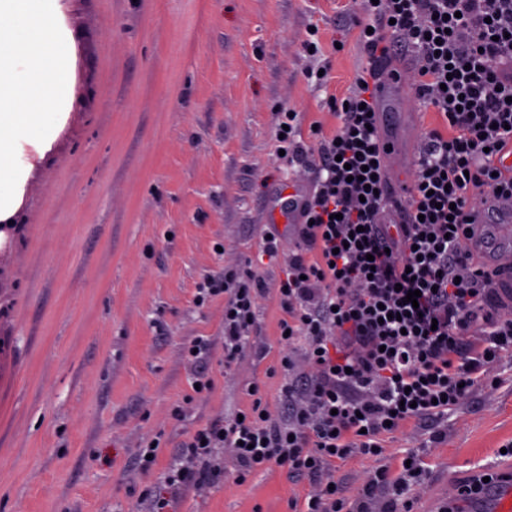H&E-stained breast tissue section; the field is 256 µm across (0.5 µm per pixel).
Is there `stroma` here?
I'll use <instances>...</instances> for the list:
<instances>
[{
  "mask_svg": "<svg viewBox=\"0 0 512 512\" xmlns=\"http://www.w3.org/2000/svg\"><path fill=\"white\" fill-rule=\"evenodd\" d=\"M71 99L51 142L23 140L26 179L0 239V512H152L180 446L199 426L248 408L259 384L279 417L274 295L261 300L253 349L224 364L223 297L199 304L218 247L257 259L270 230L297 241L284 202L293 168L274 159L279 112L299 138L338 120L364 62L361 0H62ZM318 27L332 66L308 81L303 43ZM385 130L417 154L436 114L407 100L379 107ZM203 337L201 365L182 349ZM212 380L194 395L197 372ZM495 386L476 387L437 437L410 422L381 455L337 463L346 479L414 456L425 492L413 512H440L448 490L498 462L512 470V356ZM185 415L172 409L187 397ZM160 436L153 464L142 438ZM232 457L206 496L182 491L169 512H291L305 480L270 469L238 481Z\"/></svg>",
  "mask_w": 512,
  "mask_h": 512,
  "instance_id": "35a3bbf8",
  "label": "stroma"
}]
</instances>
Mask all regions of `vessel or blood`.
Returning <instances> with one entry per match:
<instances>
[{
	"label": "vessel or blood",
	"instance_id": "obj_1",
	"mask_svg": "<svg viewBox=\"0 0 512 512\" xmlns=\"http://www.w3.org/2000/svg\"><path fill=\"white\" fill-rule=\"evenodd\" d=\"M469 245L484 256L499 299L512 306V196L493 194L487 198ZM481 473L486 481L479 493L466 501L467 512H512V473L493 464L483 467Z\"/></svg>",
	"mask_w": 512,
	"mask_h": 512
}]
</instances>
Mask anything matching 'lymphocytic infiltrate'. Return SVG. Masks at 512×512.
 I'll return each mask as SVG.
<instances>
[{
    "label": "lymphocytic infiltrate",
    "mask_w": 512,
    "mask_h": 512,
    "mask_svg": "<svg viewBox=\"0 0 512 512\" xmlns=\"http://www.w3.org/2000/svg\"><path fill=\"white\" fill-rule=\"evenodd\" d=\"M366 66L343 99L329 98L338 126L313 131L314 148L295 139L296 120L277 146L310 174L301 204L303 249L279 256V239L261 254L283 259L276 297L286 317L280 365L287 419L274 418L260 385L241 417L218 418L181 445L169 489L208 493L224 479L218 449L230 450L237 477L277 465L307 480L304 512H412L404 493L415 467L379 502L387 480L365 478L356 499L336 479L337 462L377 456L385 435L410 420L447 415L481 382H493L512 351V318L502 317L495 284L469 251L478 200L512 195V178L494 163L512 146V0H363ZM416 54L409 73H388L394 46ZM407 83L439 124L425 135L404 199L389 197L377 91L386 76ZM265 279L224 251V273L205 276L199 302L224 296V363L245 352ZM418 292L416 303L406 300Z\"/></svg>",
    "instance_id": "1"
}]
</instances>
